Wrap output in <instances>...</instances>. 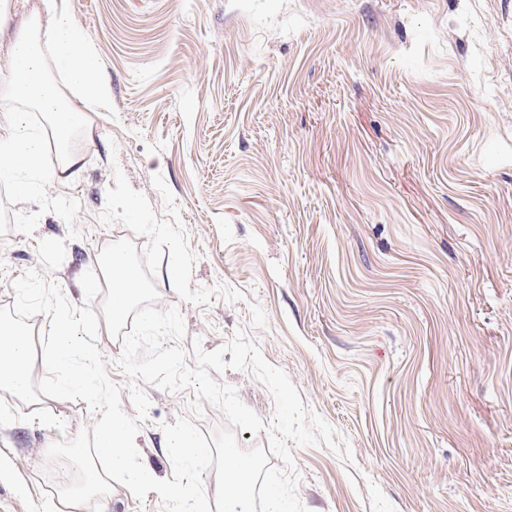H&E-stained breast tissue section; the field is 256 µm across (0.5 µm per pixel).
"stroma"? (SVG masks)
Returning <instances> with one entry per match:
<instances>
[{"instance_id":"1","label":"stroma","mask_w":512,"mask_h":512,"mask_svg":"<svg viewBox=\"0 0 512 512\" xmlns=\"http://www.w3.org/2000/svg\"><path fill=\"white\" fill-rule=\"evenodd\" d=\"M110 87L93 144L35 194L0 183V307L36 270L83 305L122 171L157 217L162 175L195 263L157 309L180 345L236 331L347 442L293 447L308 512H512V0H57ZM263 421L275 404L228 369ZM135 443L172 475L162 424L193 391L148 387ZM82 400L0 393V512H74L49 446L91 427Z\"/></svg>"}]
</instances>
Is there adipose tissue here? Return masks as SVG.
Segmentation results:
<instances>
[{"instance_id": "obj_1", "label": "adipose tissue", "mask_w": 512, "mask_h": 512, "mask_svg": "<svg viewBox=\"0 0 512 512\" xmlns=\"http://www.w3.org/2000/svg\"><path fill=\"white\" fill-rule=\"evenodd\" d=\"M7 56V68L0 69V112L8 113L10 131L0 136V181L27 195L49 176L42 165L45 144L60 149L62 165L73 164L67 145L74 128L92 131L84 121L82 105L103 107L110 91L96 76L97 62L84 31L58 10L56 0H41L40 9L8 39ZM54 71L65 77V84L51 79ZM32 110L45 116L44 129L29 125L27 115ZM101 270L112 311L143 295L124 253L112 252Z\"/></svg>"}]
</instances>
